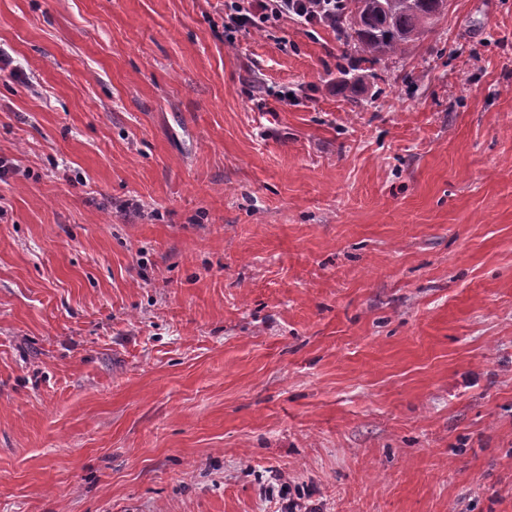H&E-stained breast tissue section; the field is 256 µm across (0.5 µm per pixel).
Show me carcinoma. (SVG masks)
<instances>
[{
    "label": "carcinoma",
    "mask_w": 512,
    "mask_h": 512,
    "mask_svg": "<svg viewBox=\"0 0 512 512\" xmlns=\"http://www.w3.org/2000/svg\"><path fill=\"white\" fill-rule=\"evenodd\" d=\"M445 0H350L336 28L361 58L401 56L434 28Z\"/></svg>",
    "instance_id": "carcinoma-1"
}]
</instances>
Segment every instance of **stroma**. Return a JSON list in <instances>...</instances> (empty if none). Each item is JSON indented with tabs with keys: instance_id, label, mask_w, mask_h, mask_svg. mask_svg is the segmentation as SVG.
<instances>
[{
	"instance_id": "stroma-1",
	"label": "stroma",
	"mask_w": 512,
	"mask_h": 512,
	"mask_svg": "<svg viewBox=\"0 0 512 512\" xmlns=\"http://www.w3.org/2000/svg\"><path fill=\"white\" fill-rule=\"evenodd\" d=\"M225 18L0 0V512H512V0ZM349 1L348 5L347 0L231 1L228 22L224 29L231 34L250 27L273 26L283 17H289L303 25H326L335 28L336 23L346 45L351 46L364 60L374 62L403 55L408 46L431 32L443 13L446 2ZM239 2H246L248 7ZM336 13L339 15L336 16Z\"/></svg>"
}]
</instances>
